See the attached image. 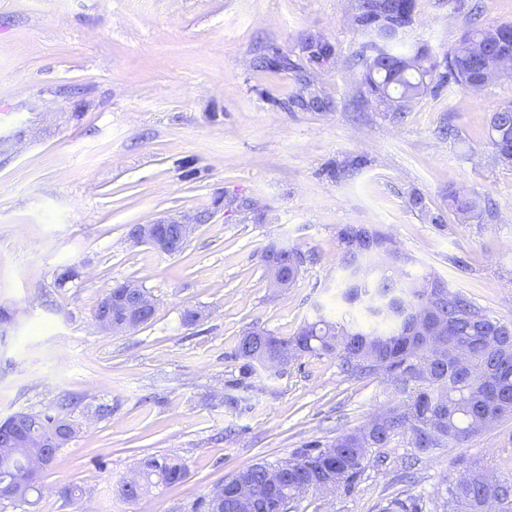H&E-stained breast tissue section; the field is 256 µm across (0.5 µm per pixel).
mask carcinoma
Wrapping results in <instances>:
<instances>
[{"instance_id": "obj_1", "label": "carcinoma", "mask_w": 512, "mask_h": 512, "mask_svg": "<svg viewBox=\"0 0 512 512\" xmlns=\"http://www.w3.org/2000/svg\"><path fill=\"white\" fill-rule=\"evenodd\" d=\"M380 0H359L355 23L368 35L372 53L365 58L361 86L384 107L386 116L401 122L428 88V80L445 67L442 78L463 89L471 88L476 66L488 53L486 30L473 27L448 50L444 61L428 49L402 50V33L390 25L369 28L364 18L377 12ZM310 61L329 55L331 46L319 37L304 44ZM489 139L497 163L512 158V105L492 114ZM448 206L463 220L482 216L480 203L466 194L448 191ZM288 257V279L295 282L309 257L296 249L271 246L262 258ZM343 299L359 303L369 316L364 325L353 315L339 321L323 317L301 326L287 338L254 329L243 336L236 357L243 360V375L255 367L288 365L305 354L332 355L351 376L381 374L401 400L384 412L381 424H365L324 445L311 443L296 449L277 466L288 469L285 478L271 484L273 465L252 464L224 480L221 512H280L284 502L295 509L306 493L328 481L352 487L374 463L375 448H389L397 440L419 454L437 448H462L483 431L512 417V323L477 307L465 294L453 291L434 274L404 285L403 277L379 271L367 280L347 278ZM27 437L31 446L0 455V489L14 487L15 502L38 503L43 470L28 469L27 459L42 452L34 444L52 437L64 418L49 413L31 414ZM187 478L185 465L176 458L151 457L141 463L137 484H122L123 499L136 502L150 485H168ZM251 488L252 505L243 507L235 492ZM451 512H485V503L498 502V512H512V473L491 481L474 463L457 482L437 492ZM420 496L394 498L382 512H423Z\"/></svg>"}]
</instances>
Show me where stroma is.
<instances>
[{
    "label": "stroma",
    "mask_w": 512,
    "mask_h": 512,
    "mask_svg": "<svg viewBox=\"0 0 512 512\" xmlns=\"http://www.w3.org/2000/svg\"><path fill=\"white\" fill-rule=\"evenodd\" d=\"M358 4L0 0V420L82 399L35 512H193L238 470L395 405L384 376L348 377L333 356L249 376L235 356L254 327L288 337L319 315H362L341 298L345 225L386 230L409 258L407 278L435 273L512 322V167L496 163L487 135L492 113L512 103V78L476 92L432 81L391 122L360 86L369 51ZM503 24L512 0H414L402 40L440 56L467 28ZM311 36L333 45L328 62L308 60ZM260 55L292 67H257ZM305 80L326 109L294 105ZM451 189L489 211L461 222ZM203 211L209 220L177 254L128 237L131 225ZM271 245L312 257L291 288L268 286ZM124 282L148 291L155 315L131 333L103 331L95 309ZM188 309L201 320L184 323ZM100 405L110 414L97 416ZM511 437L507 418L470 447L413 460L394 443L354 488L311 491L296 512L432 502L470 460L511 473ZM161 456L184 463L186 481L125 501L120 484ZM67 485L81 489L78 505L60 496Z\"/></svg>",
    "instance_id": "35a3bbf8"
}]
</instances>
